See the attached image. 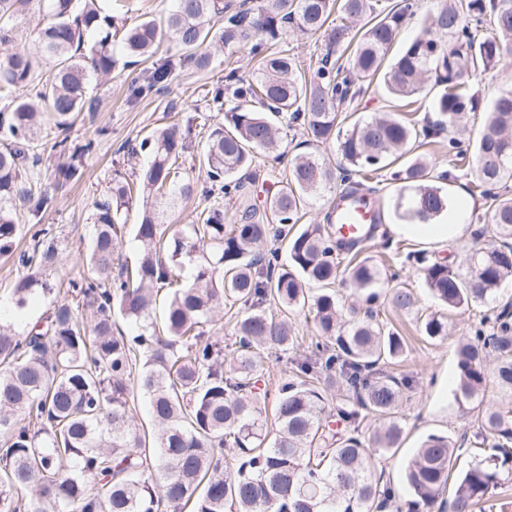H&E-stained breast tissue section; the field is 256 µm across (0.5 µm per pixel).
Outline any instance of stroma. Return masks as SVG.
<instances>
[{"label":"stroma","instance_id":"obj_1","mask_svg":"<svg viewBox=\"0 0 512 512\" xmlns=\"http://www.w3.org/2000/svg\"><path fill=\"white\" fill-rule=\"evenodd\" d=\"M225 51L214 49L209 70L198 72L190 67H174L163 92H153L134 97L131 83L141 68L138 65L117 68L111 78L91 82L87 96L94 99L97 109L76 115L70 132L72 143L80 144L89 136H97L98 145L93 154L85 158L82 175L73 181H64L60 170L66 158L58 156L52 149V140L41 137L34 146L42 158L40 182L52 197L49 207L41 214H32L29 209H20L18 222L20 233L16 239L19 249L34 245V234L38 229H50L58 244L59 258L51 271L56 282L65 284L79 278L84 269L77 258L87 253L91 243V214L95 201L102 198L112 185L115 176H129L140 171L148 163L145 154L128 158L124 148L138 142L139 138L154 128H159L172 119L173 113L184 116L202 112L221 121L224 113L212 102L215 88L224 87ZM430 94L424 93L418 102L411 105L388 99L376 82L365 81L361 93L343 106L341 116L346 123L368 119L382 112L398 113L400 117L420 123H434L438 119L433 112ZM279 156L257 155L252 164V182L246 197L226 199L205 197L203 190L208 184L206 168L200 165L206 136L192 133L186 154V172L194 186L190 196L179 198L175 205L166 208L165 225L177 228L191 221L196 211L207 206H217L224 211L225 223H232L235 215L245 206L264 210L267 192L276 188L288 176L292 158L304 150V135L300 127H283ZM472 172L458 171L451 186L456 201L462 202L460 212L452 214V222L474 225V232L449 241L445 245L420 246L415 239L402 235H391L393 245L403 251L424 249L428 260H448L463 263L468 248L476 239L475 231L489 224L490 211L481 200H473L467 187ZM404 280L414 293L417 305L411 312L393 311L386 297H379L374 308L381 320L403 336L406 350L397 366L399 373L411 378L413 387L406 392L400 403L397 416L405 428L403 441L395 454H379L375 457V468L383 472L393 485H400L402 471L414 448L428 435L437 434L457 441L461 437H474L477 428L471 417L465 416L455 399L457 379L456 349L472 324L478 323L486 308L475 305L467 309L451 310L435 299L427 288L423 277L408 271ZM436 313L446 316L448 334L431 340L426 338L421 326L425 315ZM291 321L300 348L288 351L269 349L264 353L269 363L272 385H279L290 378L297 359L307 356L314 327L311 319L297 313Z\"/></svg>","mask_w":512,"mask_h":512}]
</instances>
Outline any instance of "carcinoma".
Segmentation results:
<instances>
[{
	"instance_id": "obj_1",
	"label": "carcinoma",
	"mask_w": 512,
	"mask_h": 512,
	"mask_svg": "<svg viewBox=\"0 0 512 512\" xmlns=\"http://www.w3.org/2000/svg\"><path fill=\"white\" fill-rule=\"evenodd\" d=\"M379 2L243 0L233 11L224 0H175L164 24L145 19L119 28L102 0H36L43 25L34 30L35 54L10 50L12 30L0 26V99L8 101L0 110V255L12 251L19 234L17 208L39 213L51 203L31 180L41 163L36 136L49 118L59 135L53 147L66 150L73 114L94 111L88 83L112 76L118 66L117 28L124 52L145 62L165 38L182 51L180 61L199 71L208 68L213 45L230 58L243 51L257 59L252 80L235 68L225 75L239 86L224 121L211 124L205 196H244L239 173L251 168L254 154L279 151L278 123L285 119L304 130L306 146H334L350 179L403 161L394 173L397 217L438 223L454 207L444 183L456 180L466 157L454 134L466 112L479 110L472 76L512 70V0H433L427 9L422 0L383 9ZM421 9V33L385 63L406 20ZM486 21L489 31L479 32ZM290 29L327 38L326 53L309 75L288 51L265 50ZM350 48L351 66L338 65ZM43 62L52 67L40 83L34 72ZM171 72L169 65L143 72L133 95L164 87ZM429 76L439 87L432 102L438 123L420 126L389 113L340 129L341 107L360 94L361 82L376 79L385 96L406 99L420 94ZM196 120L186 117L183 130L176 123L155 129L128 150L151 156L136 177L142 204L134 265L119 263L132 186L117 179L95 202L85 256L91 277L72 283L93 310L92 326L58 299L50 279L58 247L49 230L20 255L26 275L14 289L16 313L38 292L52 298V312L45 328L35 324L23 337L0 322V512L23 506L29 512H179L188 504L192 512H383L392 505L408 512H475L512 472V406L483 407L490 378L512 399V302L484 317L457 354L456 400L492 453L462 473L446 499L457 448L445 436L429 435L403 471L409 499L399 502L391 482L376 473L372 452L399 448L397 408L412 381L394 372L403 337L369 303L382 289L394 309L410 312L413 292L398 273L384 277L375 264L350 255L357 242L340 239L334 224L292 231L307 201L333 179L312 152L295 156L264 215L246 207L226 224L222 209L205 207L166 234L169 197L192 192L190 182L177 186L174 179ZM444 131L452 133L450 170L435 174L416 150ZM94 149L92 139L73 147L64 176L78 175ZM474 150L469 194L492 210L491 225L481 232L487 246L473 250L464 268L431 262L422 251L407 254L432 294L453 309L496 299L502 282L512 279V197L495 192L512 181V85L485 109ZM343 262L347 284L367 294L361 310L339 304L333 289ZM162 288L170 293L159 320L153 311ZM226 304L239 314L229 359L221 341L204 330ZM272 304L279 315L269 312ZM297 310L308 313L322 341L296 362L294 377L279 384L270 414L259 351L294 347L288 314ZM119 318L135 324L138 334L117 331ZM422 328L431 338L445 336L448 321L430 315ZM338 383L347 399L333 407L329 396ZM136 390L149 403V435L132 415ZM367 419L382 426L370 429ZM155 467L160 483L153 481ZM89 472L99 477L94 489L85 481ZM28 489L34 498L23 505L19 492Z\"/></svg>"
}]
</instances>
